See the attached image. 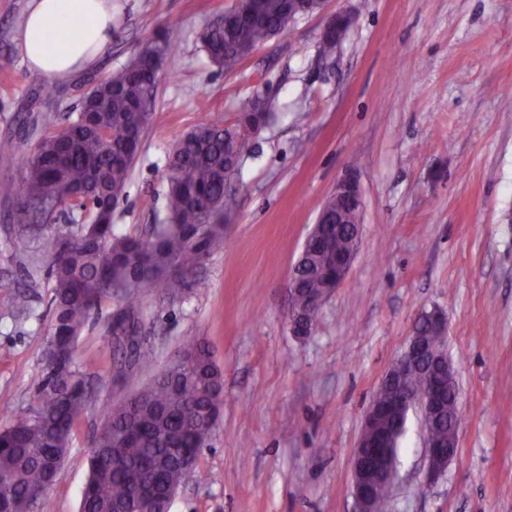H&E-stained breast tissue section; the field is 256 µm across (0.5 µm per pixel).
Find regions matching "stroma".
Masks as SVG:
<instances>
[{
    "instance_id": "35a3bbf8",
    "label": "stroma",
    "mask_w": 512,
    "mask_h": 512,
    "mask_svg": "<svg viewBox=\"0 0 512 512\" xmlns=\"http://www.w3.org/2000/svg\"><path fill=\"white\" fill-rule=\"evenodd\" d=\"M28 0H0V152L39 138L31 122L80 109L83 90L175 30L115 230L160 222L167 156L202 120L232 124L264 94L273 117L245 147L224 249L178 298L135 304L153 366L129 368L110 331L125 305L102 304L76 363L98 402L79 417L47 502L78 512L100 406L146 386L189 340H206L224 374L220 416L171 512H355L350 461L366 409L421 312L447 319L459 390L458 451L422 487L424 430L407 415L392 512H512V0H324L234 70L209 60L198 34L236 0H112V43L98 65L58 82L23 63L15 41ZM355 19L332 60L320 34L336 10ZM363 195L357 256L323 303L314 331L288 329V281L345 170ZM20 170H0V425L34 396L51 334L48 238L77 213L60 207L21 236ZM29 310L14 312L15 294Z\"/></svg>"
}]
</instances>
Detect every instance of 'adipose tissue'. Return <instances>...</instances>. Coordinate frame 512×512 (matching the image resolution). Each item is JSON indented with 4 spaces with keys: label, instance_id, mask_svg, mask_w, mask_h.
Segmentation results:
<instances>
[{
    "label": "adipose tissue",
    "instance_id": "adipose-tissue-1",
    "mask_svg": "<svg viewBox=\"0 0 512 512\" xmlns=\"http://www.w3.org/2000/svg\"><path fill=\"white\" fill-rule=\"evenodd\" d=\"M17 42L29 69L69 79L111 44L112 0H29Z\"/></svg>",
    "mask_w": 512,
    "mask_h": 512
}]
</instances>
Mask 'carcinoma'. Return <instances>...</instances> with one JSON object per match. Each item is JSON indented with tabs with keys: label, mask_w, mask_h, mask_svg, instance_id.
I'll list each match as a JSON object with an SVG mask.
<instances>
[{
	"label": "carcinoma",
	"mask_w": 512,
	"mask_h": 512,
	"mask_svg": "<svg viewBox=\"0 0 512 512\" xmlns=\"http://www.w3.org/2000/svg\"><path fill=\"white\" fill-rule=\"evenodd\" d=\"M316 6V0H296L291 8L285 0H250L254 18L232 25L217 18L200 32L199 40L210 61L230 71L284 32L299 12ZM350 30L347 25L336 27L322 39L320 53L334 55ZM155 91L146 65L131 60L119 72L93 82L82 111L71 115L66 135L55 128L54 115H44L42 137L24 163V197L35 203L72 195L69 209L89 211L90 220L76 232L49 241L54 261L48 366L33 399L0 429V475L9 478L0 494L13 501L15 512H29L33 502L48 497L75 422L96 401L74 360L78 336L92 313L114 297L132 302L157 286L161 271L168 272V295H181L180 273L224 248V225L206 220L234 209V195L227 189L236 168L234 146L270 120L263 101L255 97L231 125L207 120L197 124L168 155L173 177L164 222L147 239L118 234L112 210L127 186ZM330 211L338 213L341 231L331 232L301 261V288L325 287L336 254L350 249L354 214L341 203ZM180 355L182 364L153 379L146 402L102 407L80 512H114L118 507L143 512L140 497L147 489L160 492L182 484L177 459L197 455L210 438L216 422L210 398L223 390L224 375L204 341L185 343ZM132 357L133 365L147 367L155 351L135 340ZM430 368L427 363L408 369L402 384L413 390L426 386ZM459 421L457 403L447 402L434 436L453 447Z\"/></svg>",
	"instance_id": "cac0c4a2"
}]
</instances>
